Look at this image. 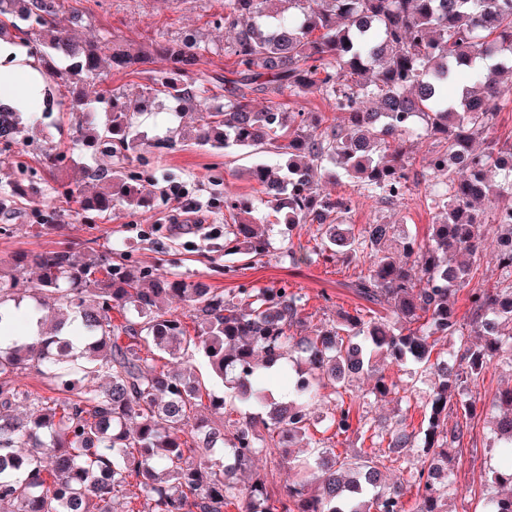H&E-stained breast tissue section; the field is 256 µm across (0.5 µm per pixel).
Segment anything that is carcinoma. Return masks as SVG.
<instances>
[{"mask_svg": "<svg viewBox=\"0 0 512 512\" xmlns=\"http://www.w3.org/2000/svg\"><path fill=\"white\" fill-rule=\"evenodd\" d=\"M59 7L56 0H0V29L18 19L38 25L47 74L67 89L69 110L86 117L75 140L81 151L103 145L126 157L147 149L135 113L163 96L175 112L205 113L194 133L200 145L287 157L283 171L256 164L253 178L288 228L318 225L317 259H368L350 287L369 306L342 311L308 334L303 297L286 283L241 284L231 300L177 275L114 268L110 254L95 250L14 253L0 269V504L12 512H112L122 497L133 504L128 512H447L436 484L454 480L451 450L481 401L472 389L492 359L512 368V142L490 136L512 101V0H224V26L235 31L225 52L235 57L236 79L219 106L193 78L197 42L76 41L48 21ZM157 57L169 72L133 104L101 96L109 119L89 120L95 106L86 86ZM489 58L496 64L486 70L481 61ZM285 87L297 97L326 94L340 117L288 111L271 99ZM258 93L268 96L260 108L251 98ZM421 140L435 147L426 175L444 186L426 198L441 219L422 240L398 224L357 230L345 223L351 198L317 191L340 168L367 196L397 200L409 189ZM27 142L21 113L0 105V144ZM459 153L469 156L464 171L449 163ZM102 179L100 190L78 196L81 210L103 215L121 202L149 204L137 175L114 170ZM224 209L239 216L224 232V256L235 261L226 271L236 273L238 263L265 256L269 243L248 205L226 198ZM488 224L495 225L500 276L493 286L473 287ZM30 265L36 279L20 290ZM463 290L466 324L452 302ZM174 298L188 307L193 330L168 309ZM474 334L480 342L471 341ZM443 339L456 349L453 367L437 350ZM164 354L184 370L157 365ZM376 356L430 378L419 431L401 422L374 431L345 403L350 378ZM28 370L56 381L60 395L16 385L13 376ZM327 387L334 408L314 417L311 407ZM370 394L406 399L382 374ZM229 403L244 413L227 424ZM20 404L28 407L23 417ZM490 405L498 411L493 447L504 464L490 471L488 486L512 489V387ZM328 431L359 440L369 432L387 442V452L341 456L314 438ZM304 438L314 450L301 461L289 448ZM270 448L299 478L271 493L257 474L239 496L225 460L248 468ZM412 455L416 495L407 509L404 484L384 488L379 476L385 460ZM484 512H512V492L490 494Z\"/></svg>", "mask_w": 512, "mask_h": 512, "instance_id": "1", "label": "carcinoma"}]
</instances>
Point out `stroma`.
I'll return each mask as SVG.
<instances>
[{"instance_id":"35a3bbf8","label":"stroma","mask_w":512,"mask_h":512,"mask_svg":"<svg viewBox=\"0 0 512 512\" xmlns=\"http://www.w3.org/2000/svg\"><path fill=\"white\" fill-rule=\"evenodd\" d=\"M61 7L55 24H70L74 11H82L88 24L73 28L77 37L98 35L109 40L139 43L161 36L181 38L196 36L202 48L199 76L205 81L209 102H224V76L233 68L232 57L224 53L231 34L224 27V0H60ZM166 62L154 63L152 71H113L105 84L89 87L90 96L102 95L104 90L122 97H133L141 87L151 84L156 71L166 69ZM200 121L196 112L176 117L170 110L159 109L138 116L137 124L149 140L158 142V149L130 157L127 161L109 156L105 151L79 154L74 160L58 167H48L40 153L46 142L66 149L76 137L81 122L80 113L68 106H55L52 113L40 121L32 144L22 159L26 173H19L13 158L0 155V194L18 181L27 186L25 196L18 200L9 214H0V260L9 259L17 250L40 252L68 245L90 246L96 250H111L113 263L135 272L149 270L175 273L189 281H203L211 287L223 289L225 297H233L238 285L257 288L287 282L289 287L306 297L305 312L309 330L331 324L337 312L353 311L359 301L348 290L347 283L364 270L365 263L356 259L350 266H327L319 262L295 264L289 251L308 248L316 232L315 225L302 224L288 229L277 219L266 203L261 185L251 179L249 170L255 156L222 151L201 146L192 140L174 138L176 128L191 129ZM141 172L151 203L146 208L116 207L107 215L82 212L68 200V193H87L96 188V175L102 168L119 166ZM178 182L185 186L192 199L202 205L205 224L216 228L212 237L189 232L181 224L179 203L167 196L166 187ZM321 193L347 195L352 206L345 221L364 225L388 222L402 225L412 235L425 236L430 224L436 223L438 213L429 209L424 196L425 185H410L406 195L387 203L377 197L359 194L356 186L346 178L325 182ZM250 202L254 217L269 240L267 256L252 263L237 274L225 273L224 225L232 223V216L224 209L225 197ZM60 210L63 230L39 231L34 216L39 212ZM512 384V371L498 361H491L478 391L483 401L476 416L469 423V431L454 453L459 460L453 485L443 490L442 496L449 512H481L487 490V476L501 463L492 447L494 433L493 413L489 407L492 396ZM370 377H362L354 391L361 397L359 412L370 423L404 420L408 429L418 428L424 409L420 397L405 402L391 399L377 400L369 391Z\"/></svg>"}]
</instances>
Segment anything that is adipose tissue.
<instances>
[{"instance_id":"obj_1","label":"adipose tissue","mask_w":512,"mask_h":512,"mask_svg":"<svg viewBox=\"0 0 512 512\" xmlns=\"http://www.w3.org/2000/svg\"><path fill=\"white\" fill-rule=\"evenodd\" d=\"M38 62L17 41L0 40V102L19 107L41 94Z\"/></svg>"}]
</instances>
